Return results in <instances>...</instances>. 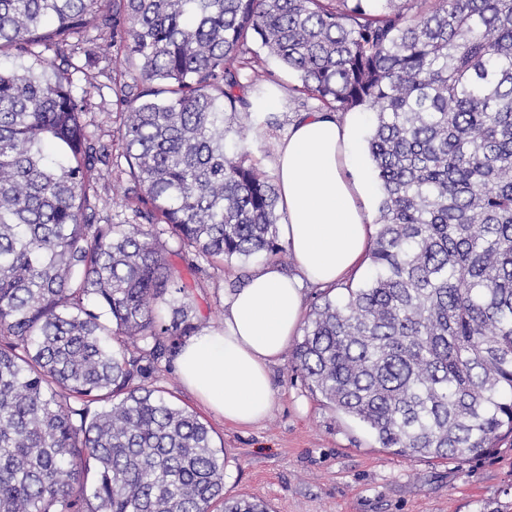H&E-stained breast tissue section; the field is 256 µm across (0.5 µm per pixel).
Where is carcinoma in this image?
<instances>
[{"label": "carcinoma", "instance_id": "cac0c4a2", "mask_svg": "<svg viewBox=\"0 0 512 512\" xmlns=\"http://www.w3.org/2000/svg\"><path fill=\"white\" fill-rule=\"evenodd\" d=\"M409 2L0 0V512H270L224 500V448L154 386L199 329L161 237L286 253L276 185L225 150L236 113L281 125L254 44L320 110L374 114L373 275L317 298L294 368L406 458L512 438V0ZM91 24L118 49L126 224L99 215L113 161L73 80Z\"/></svg>", "mask_w": 512, "mask_h": 512}]
</instances>
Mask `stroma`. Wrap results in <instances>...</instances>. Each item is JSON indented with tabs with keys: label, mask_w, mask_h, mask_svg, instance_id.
<instances>
[{
	"label": "stroma",
	"mask_w": 512,
	"mask_h": 512,
	"mask_svg": "<svg viewBox=\"0 0 512 512\" xmlns=\"http://www.w3.org/2000/svg\"><path fill=\"white\" fill-rule=\"evenodd\" d=\"M100 60L78 82L91 88L87 116L102 144L118 146L120 120L103 68L108 33L88 29ZM270 257L207 267L193 282L190 303L203 326H221L224 298ZM275 402L259 425L224 422L184 386L174 362H162L157 384L197 413L224 448V498L268 504L271 512H512V446L469 462L407 459L381 448L358 420L323 405L291 353L271 368Z\"/></svg>",
	"instance_id": "obj_1"
}]
</instances>
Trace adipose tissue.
<instances>
[{
  "mask_svg": "<svg viewBox=\"0 0 512 512\" xmlns=\"http://www.w3.org/2000/svg\"><path fill=\"white\" fill-rule=\"evenodd\" d=\"M359 134L327 112L301 113L274 161L285 221L282 234L298 275L269 263L224 300L221 327L204 328L179 349L183 386L224 420L262 422L275 394L270 367L300 326L306 286L336 285L359 267L369 248L367 211L376 187L358 152Z\"/></svg>",
  "mask_w": 512,
  "mask_h": 512,
  "instance_id": "obj_1",
  "label": "adipose tissue"
}]
</instances>
